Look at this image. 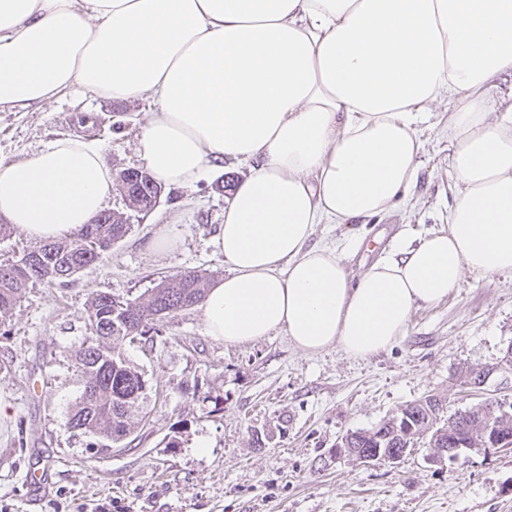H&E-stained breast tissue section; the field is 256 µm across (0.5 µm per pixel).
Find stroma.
I'll return each mask as SVG.
<instances>
[{"instance_id": "obj_1", "label": "stroma", "mask_w": 512, "mask_h": 512, "mask_svg": "<svg viewBox=\"0 0 512 512\" xmlns=\"http://www.w3.org/2000/svg\"><path fill=\"white\" fill-rule=\"evenodd\" d=\"M146 100L69 95L0 112V163L32 157L67 135L95 141L112 171L143 168L136 140ZM447 101L420 126L415 187L380 219L327 235L364 269L398 237L417 244L446 230L455 186L448 174ZM249 172L224 163L189 188L165 186L159 204L63 286L27 289L0 325V512H512V450L467 452L451 464L428 447L397 465L336 459L347 432L369 429L432 394L446 413L473 398L462 369L496 365L512 345V276L465 274L440 301L417 307L396 344L366 358L334 348L307 354L284 331L227 345L198 308L158 321L154 349L122 347L149 382L143 412L122 441L69 429L83 381L76 352L95 293L135 298L161 276L199 270L223 277L212 239L224 221V184ZM176 241L155 250L153 239ZM206 453H198L199 444ZM45 468L43 491L28 474Z\"/></svg>"}]
</instances>
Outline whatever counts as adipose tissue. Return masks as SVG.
I'll return each instance as SVG.
<instances>
[{"instance_id": "1", "label": "adipose tissue", "mask_w": 512, "mask_h": 512, "mask_svg": "<svg viewBox=\"0 0 512 512\" xmlns=\"http://www.w3.org/2000/svg\"><path fill=\"white\" fill-rule=\"evenodd\" d=\"M512 0H0V109L73 89L151 98L137 152L179 187L249 166L214 247L228 271L199 309L227 345L285 331L299 350L368 357L464 274H512ZM455 202L448 229L400 241L359 275L317 224L388 213L418 178L440 97ZM112 171L82 137L0 165V215L53 240L107 205Z\"/></svg>"}]
</instances>
